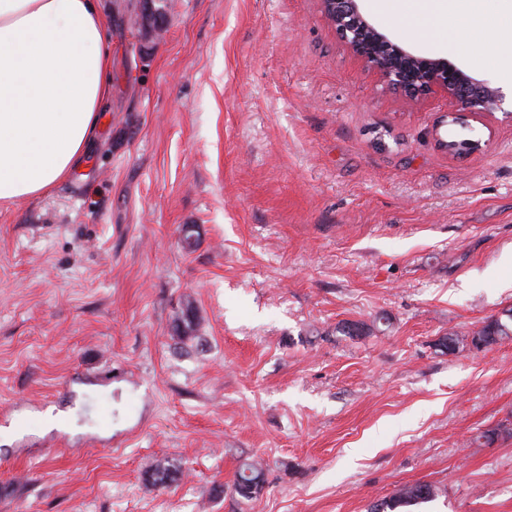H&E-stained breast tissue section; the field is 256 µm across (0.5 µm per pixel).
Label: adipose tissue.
I'll use <instances>...</instances> for the list:
<instances>
[{
	"label": "adipose tissue",
	"instance_id": "obj_1",
	"mask_svg": "<svg viewBox=\"0 0 512 512\" xmlns=\"http://www.w3.org/2000/svg\"><path fill=\"white\" fill-rule=\"evenodd\" d=\"M103 0H0V204L48 194L100 132Z\"/></svg>",
	"mask_w": 512,
	"mask_h": 512
}]
</instances>
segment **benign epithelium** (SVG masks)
<instances>
[{
  "label": "benign epithelium",
  "mask_w": 512,
  "mask_h": 512,
  "mask_svg": "<svg viewBox=\"0 0 512 512\" xmlns=\"http://www.w3.org/2000/svg\"><path fill=\"white\" fill-rule=\"evenodd\" d=\"M360 0H321L328 22L349 50L377 72L383 84L419 101L441 94L455 107L448 117L493 115L512 117L502 90L476 79L446 58H429L393 42L362 13Z\"/></svg>",
  "instance_id": "obj_1"
}]
</instances>
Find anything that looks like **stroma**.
I'll return each instance as SVG.
<instances>
[{
    "mask_svg": "<svg viewBox=\"0 0 512 512\" xmlns=\"http://www.w3.org/2000/svg\"><path fill=\"white\" fill-rule=\"evenodd\" d=\"M138 2L105 0L112 94L79 168L0 206V512H366L415 482L440 490L422 512H512V436L479 438L512 422V339L436 347L512 308V121L439 125L448 99L387 89L320 0H171L149 40ZM359 6L512 87L490 0L429 40L428 13ZM198 328L199 317L196 309L192 303L188 302L181 311V315L175 320L176 335L183 344H185L186 341L193 342L199 339V336H197ZM265 481L264 469L259 463L244 462L236 473L234 491L242 500L250 501L261 492ZM252 486L255 490H252Z\"/></svg>",
    "mask_w": 512,
    "mask_h": 512,
    "instance_id": "1",
    "label": "stroma"
}]
</instances>
